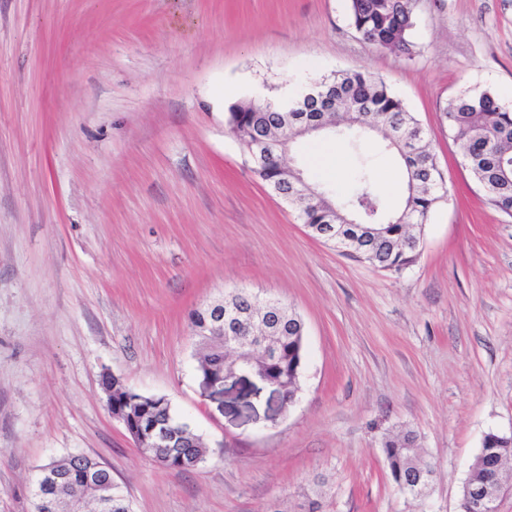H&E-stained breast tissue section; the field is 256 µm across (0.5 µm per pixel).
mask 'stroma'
Listing matches in <instances>:
<instances>
[{
  "label": "stroma",
  "mask_w": 512,
  "mask_h": 512,
  "mask_svg": "<svg viewBox=\"0 0 512 512\" xmlns=\"http://www.w3.org/2000/svg\"><path fill=\"white\" fill-rule=\"evenodd\" d=\"M413 57L370 49L347 0H0V512H32L39 467L97 458L134 512H460L486 433L512 434V216L483 197L443 109L512 107V0H417ZM359 66L424 127L448 189L393 274L309 235L227 116ZM287 163L343 187L346 140ZM305 325L276 424L204 400L193 310L235 290ZM170 400L211 453L142 455L102 372ZM413 430L436 476L401 494L381 448Z\"/></svg>",
  "instance_id": "obj_1"
}]
</instances>
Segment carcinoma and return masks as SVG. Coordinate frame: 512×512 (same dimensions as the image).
<instances>
[{
  "instance_id": "carcinoma-1",
  "label": "carcinoma",
  "mask_w": 512,
  "mask_h": 512,
  "mask_svg": "<svg viewBox=\"0 0 512 512\" xmlns=\"http://www.w3.org/2000/svg\"><path fill=\"white\" fill-rule=\"evenodd\" d=\"M414 8L415 0H349L351 24L368 45L374 49L398 50L407 57L413 53L409 37L415 25ZM326 91L336 94L335 121H350L349 137L361 141L366 134L375 133L386 149L402 159L401 210L395 212L388 208L365 159L354 169L350 187L336 196L329 189L311 184L305 197L293 200L286 165L257 161L255 172L277 196L296 206L311 236L326 243L325 228L356 222L371 233H356L349 256L400 273L417 260L423 226L447 189L423 128L383 79L365 68L339 71L314 83L287 106L270 102L237 104L230 108L228 125L250 154L260 140L276 135L284 138L293 133L296 116L318 111L317 98ZM443 112L475 182L497 209L511 215L512 110L500 105L493 92L483 90L449 100ZM255 299L253 293L237 292L221 300L224 321L245 327L242 333L226 330L219 336L213 327L215 312L206 307L192 313L191 329L198 339L197 379L215 381L220 375L230 374L234 363L240 360L279 388L283 406L300 389L305 358L304 323L287 308L273 319L266 314L262 316L254 309ZM268 331L273 332L271 355L264 357L251 352L247 336ZM104 386L112 395V414L122 420L132 438L147 434L159 417L171 421L176 434L175 446L144 448L143 454L178 471L192 470L206 460L209 448L200 435L177 419L167 398L142 395L115 376L104 380ZM381 448L398 489L411 497L422 495L435 469L420 457L416 434L407 430L387 435ZM495 458L503 460L504 473L512 471V445L491 433L486 452L480 453L467 481L480 483L486 461ZM47 467L57 471L62 480L76 483L83 512H97L91 483L107 479L99 462L86 455L78 459L67 456L51 461ZM32 490L51 501L57 500V508L49 512H72L69 500L56 499L53 482L37 477ZM112 512H132L130 501L118 484L112 485Z\"/></svg>"
}]
</instances>
